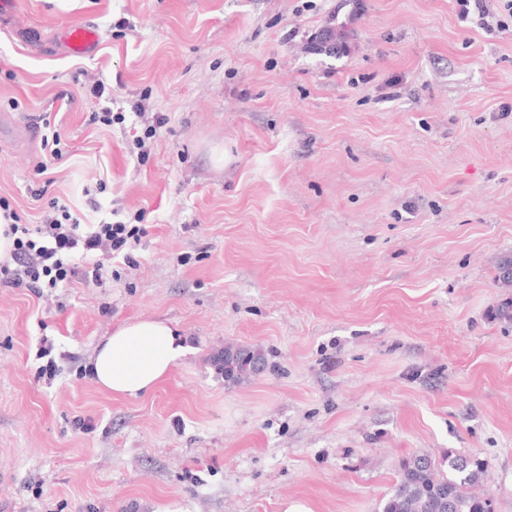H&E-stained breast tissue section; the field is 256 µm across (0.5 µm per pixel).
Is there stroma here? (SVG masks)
I'll use <instances>...</instances> for the list:
<instances>
[{
  "label": "stroma",
  "mask_w": 512,
  "mask_h": 512,
  "mask_svg": "<svg viewBox=\"0 0 512 512\" xmlns=\"http://www.w3.org/2000/svg\"><path fill=\"white\" fill-rule=\"evenodd\" d=\"M84 24L99 47L70 55ZM0 197L25 224L56 198L146 229L104 284L0 281V512H379L404 460L450 451L485 460L478 493L512 512V322L490 317L512 298L504 11L25 0L0 15ZM138 319L187 351L116 399L91 358ZM230 344L268 369L226 386ZM62 39L70 51L80 55L93 54L98 45L97 32L91 25L78 28L68 27L63 31Z\"/></svg>",
  "instance_id": "1"
}]
</instances>
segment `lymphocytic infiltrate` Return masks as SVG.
<instances>
[{
  "instance_id": "lymphocytic-infiltrate-1",
  "label": "lymphocytic infiltrate",
  "mask_w": 512,
  "mask_h": 512,
  "mask_svg": "<svg viewBox=\"0 0 512 512\" xmlns=\"http://www.w3.org/2000/svg\"><path fill=\"white\" fill-rule=\"evenodd\" d=\"M0 218L13 235L10 264L0 267V278L34 293L63 287L76 273V258H92L93 282H101L104 257H130L145 230L121 221L83 224L67 204L51 200L38 224L22 223L7 199L0 197Z\"/></svg>"
}]
</instances>
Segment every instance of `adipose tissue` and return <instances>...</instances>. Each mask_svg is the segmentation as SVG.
<instances>
[{
	"label": "adipose tissue",
	"mask_w": 512,
	"mask_h": 512,
	"mask_svg": "<svg viewBox=\"0 0 512 512\" xmlns=\"http://www.w3.org/2000/svg\"><path fill=\"white\" fill-rule=\"evenodd\" d=\"M173 328L161 320L124 323L97 347L90 371L113 396L136 398L160 386L183 356Z\"/></svg>",
	"instance_id": "adipose-tissue-1"
}]
</instances>
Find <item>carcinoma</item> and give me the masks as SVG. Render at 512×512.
Instances as JSON below:
<instances>
[{
    "instance_id": "cac0c4a2",
    "label": "carcinoma",
    "mask_w": 512,
    "mask_h": 512,
    "mask_svg": "<svg viewBox=\"0 0 512 512\" xmlns=\"http://www.w3.org/2000/svg\"><path fill=\"white\" fill-rule=\"evenodd\" d=\"M224 384L238 385L267 369V361L258 349L224 347L217 359ZM448 473H443L426 454L405 460L398 477L382 503L381 512H492L490 500L472 489L479 485L487 463L448 451Z\"/></svg>"
}]
</instances>
